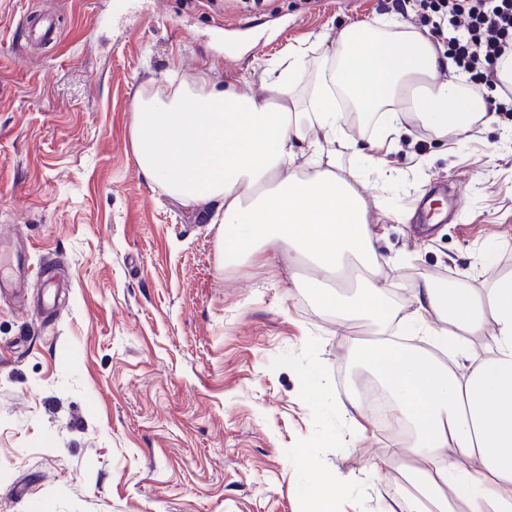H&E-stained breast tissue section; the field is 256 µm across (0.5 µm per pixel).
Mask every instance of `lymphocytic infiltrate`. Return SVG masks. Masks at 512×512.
I'll return each mask as SVG.
<instances>
[{
  "mask_svg": "<svg viewBox=\"0 0 512 512\" xmlns=\"http://www.w3.org/2000/svg\"><path fill=\"white\" fill-rule=\"evenodd\" d=\"M392 7L403 16L417 10L418 24L468 74V87L499 89L498 111L512 112V87L500 86L496 77L501 59L512 55V0H392Z\"/></svg>",
  "mask_w": 512,
  "mask_h": 512,
  "instance_id": "obj_1",
  "label": "lymphocytic infiltrate"
}]
</instances>
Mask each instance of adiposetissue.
<instances>
[{"mask_svg": "<svg viewBox=\"0 0 512 512\" xmlns=\"http://www.w3.org/2000/svg\"><path fill=\"white\" fill-rule=\"evenodd\" d=\"M301 66L290 59L262 97L204 77L164 97L138 95L137 164L185 204L221 211L224 239L240 246L242 257L285 240L294 253L315 258L324 276L341 274L349 256L379 274L366 203L333 148L347 113L376 119L388 135L405 133L409 117L440 136L500 117L455 78H441L447 59L412 29L349 27L302 87ZM300 144L306 157L296 151ZM299 160L306 170L297 174ZM325 302L342 335L354 320L382 328L394 315L376 286ZM431 316L441 323L436 342L453 365L393 350L381 337L368 347L351 343L355 362L376 373L396 397L399 419L416 428L408 448L416 486L386 512H512V272L482 293L422 282L407 317L423 324ZM480 335L487 342L478 357L468 339Z\"/></svg>", "mask_w": 512, "mask_h": 512, "instance_id": "adipose-tissue-1", "label": "adipose tissue"}]
</instances>
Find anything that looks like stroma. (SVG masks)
I'll return each mask as SVG.
<instances>
[{
  "label": "stroma",
  "instance_id": "1",
  "mask_svg": "<svg viewBox=\"0 0 512 512\" xmlns=\"http://www.w3.org/2000/svg\"><path fill=\"white\" fill-rule=\"evenodd\" d=\"M0 0V237L51 269L56 303L0 294V512H311L305 485L343 477L336 512L397 498L404 444L341 407L349 338L318 297L317 268L286 245L225 260L219 225L140 170L137 94L206 76L262 93L295 51L313 62L391 0ZM57 41L31 47L25 17ZM388 136L364 167L374 120L345 123L379 256L403 309L426 280L482 290L512 271V122L466 138ZM453 216L419 220L439 187ZM328 391L309 404L301 375Z\"/></svg>",
  "mask_w": 512,
  "mask_h": 512
}]
</instances>
